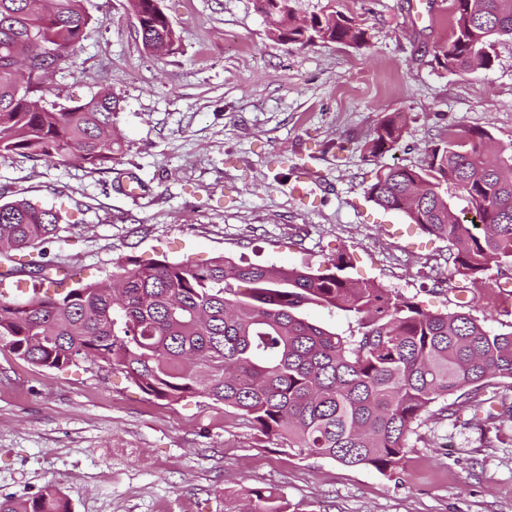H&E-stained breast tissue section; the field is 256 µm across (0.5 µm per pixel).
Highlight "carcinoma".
<instances>
[{"mask_svg":"<svg viewBox=\"0 0 512 512\" xmlns=\"http://www.w3.org/2000/svg\"><path fill=\"white\" fill-rule=\"evenodd\" d=\"M275 10L283 42L361 44L365 30L332 10L297 25L293 0H256ZM452 0V34L434 49L450 72L487 69L491 49L512 39V0ZM151 53L176 33L160 0H128ZM92 20L84 0H0V156L75 161L106 172L121 155L119 100L102 94L66 108H37L41 79L73 55ZM399 116L380 122L368 147L377 157L402 138ZM484 129L450 132L419 167L377 174L368 198L405 214L450 244L446 262L475 283L512 269V152L487 147ZM466 207L455 211L446 183ZM60 214L27 200L0 203V286L13 274L11 252L27 249L37 283L19 301L0 289V346L38 367L78 363L121 370L145 394L165 401L202 396L233 410L262 438L293 455L397 473L408 440L429 417L473 411L482 436L512 442L481 417L487 394L512 381V332L495 334L463 311L428 312L372 280L354 279L340 255L313 269L244 264L218 256L205 266L166 259L116 262L112 283L65 286L49 276L40 246L60 231ZM55 288L50 295L44 287ZM321 307L351 318L349 334L307 320ZM248 512H287L271 488L247 493ZM0 512H70L49 484L36 496L1 499Z\"/></svg>","mask_w":512,"mask_h":512,"instance_id":"cac0c4a2","label":"carcinoma"}]
</instances>
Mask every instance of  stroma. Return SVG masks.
Returning a JSON list of instances; mask_svg holds the SVG:
<instances>
[{
  "label": "stroma",
  "mask_w": 512,
  "mask_h": 512,
  "mask_svg": "<svg viewBox=\"0 0 512 512\" xmlns=\"http://www.w3.org/2000/svg\"><path fill=\"white\" fill-rule=\"evenodd\" d=\"M84 4L92 21L44 99L118 97L124 153L109 172L0 158L1 203L62 216L48 261L89 283L128 256L315 268L343 254L354 278L431 312L472 300L488 329L512 332V278L492 270L472 284L449 270L445 240L366 195L379 169L421 165L449 131L482 128L512 149V39L489 69L458 74L433 59L451 36V0H296L301 15L356 18L360 47L282 42L255 0H162L176 42L153 55L126 0ZM391 113L401 140L366 160ZM303 168L316 174L304 198ZM471 416L421 424L389 477L294 456L204 397L157 400L106 367L60 372L0 348V499L53 483L71 512H243L248 488L269 487L288 512H512V444L486 443Z\"/></svg>",
  "instance_id": "stroma-1"
}]
</instances>
